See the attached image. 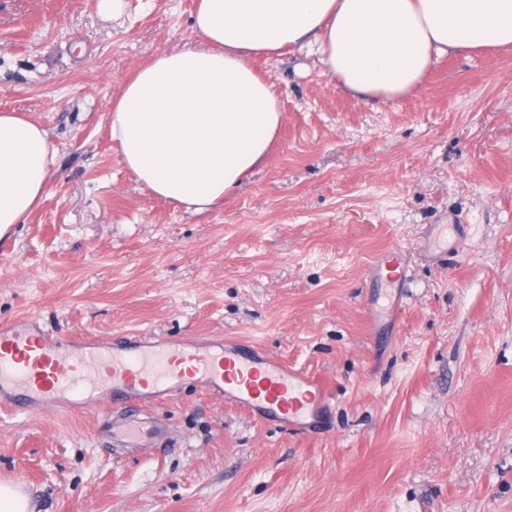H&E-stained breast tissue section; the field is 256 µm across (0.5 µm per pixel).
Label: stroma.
<instances>
[{
	"mask_svg": "<svg viewBox=\"0 0 512 512\" xmlns=\"http://www.w3.org/2000/svg\"><path fill=\"white\" fill-rule=\"evenodd\" d=\"M0 0V111L57 149L41 205L0 240V324L67 337L233 338L321 379L316 431L200 388L117 409L0 405V481L34 512H512V51L439 59L363 102L307 46L256 57L284 114L223 205L154 197L109 112L156 53L198 46L196 0ZM401 252L408 277L370 266ZM113 435L128 447H142L154 442L160 435V430L153 424L135 415L121 426L113 429Z\"/></svg>",
	"mask_w": 512,
	"mask_h": 512,
	"instance_id": "35a3bbf8",
	"label": "stroma"
}]
</instances>
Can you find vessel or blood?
Returning a JSON list of instances; mask_svg holds the SVG:
<instances>
[{
    "mask_svg": "<svg viewBox=\"0 0 512 512\" xmlns=\"http://www.w3.org/2000/svg\"><path fill=\"white\" fill-rule=\"evenodd\" d=\"M78 385L96 404L109 399L133 410L197 385L252 415L296 430L314 427L329 402L319 378L226 340L202 344L132 336L116 347L98 337L77 343L53 335L34 317L0 326V403L54 408L66 403ZM113 434L137 448L154 442L160 431L134 417Z\"/></svg>",
    "mask_w": 512,
    "mask_h": 512,
    "instance_id": "1",
    "label": "vessel or blood"
}]
</instances>
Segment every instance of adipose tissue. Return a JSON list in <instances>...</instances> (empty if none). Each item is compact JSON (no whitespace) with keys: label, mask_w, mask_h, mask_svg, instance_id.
Segmentation results:
<instances>
[{"label":"adipose tissue","mask_w":512,"mask_h":512,"mask_svg":"<svg viewBox=\"0 0 512 512\" xmlns=\"http://www.w3.org/2000/svg\"><path fill=\"white\" fill-rule=\"evenodd\" d=\"M194 25L201 47L141 66L109 120L137 181L200 212L263 163L281 127L278 93L256 56L308 43L345 92L393 101L442 57L512 49V0H199ZM56 156L43 126L0 113V239L40 204Z\"/></svg>","instance_id":"adipose-tissue-1"}]
</instances>
